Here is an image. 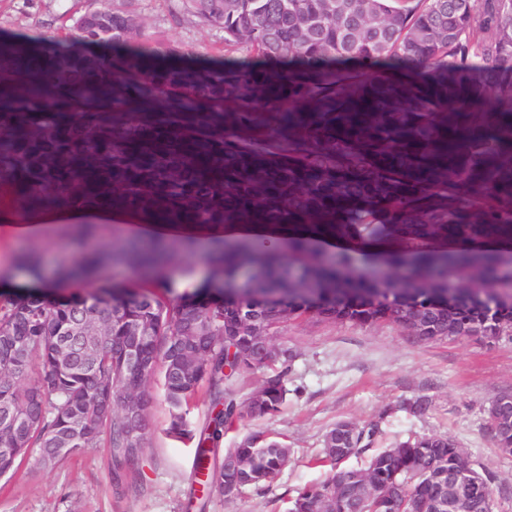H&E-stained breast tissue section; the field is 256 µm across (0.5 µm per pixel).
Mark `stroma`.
Returning <instances> with one entry per match:
<instances>
[{
    "label": "stroma",
    "instance_id": "1",
    "mask_svg": "<svg viewBox=\"0 0 512 512\" xmlns=\"http://www.w3.org/2000/svg\"><path fill=\"white\" fill-rule=\"evenodd\" d=\"M107 8L138 16L142 37L159 50L177 48L197 62L225 57L223 34L187 14L184 0H0V39H41L57 35L64 17ZM11 211L0 210V275L10 274L17 255L33 251L47 275H54L74 253L81 228L71 218L49 220L33 238L14 234ZM126 214L97 222L88 250L111 249L146 241L150 232L135 227ZM218 232L184 229L167 234L170 242L187 236L194 252L165 270L179 290L192 289L205 268ZM275 346L292 351L285 377L286 402L281 413L254 420L241 414L224 428L223 447H234L247 429L257 426L284 438L290 457L270 485L249 487L233 499L212 497L207 512H287L288 502L304 487L324 479L312 460L325 433L336 422L363 423L384 418L385 440L414 434L448 433L465 452L470 466L491 474L492 512H512V454L501 453L486 431L487 411L505 392H512V335L496 340L477 337L425 341L403 327L379 322L353 325L307 316L274 329ZM428 397L432 406L421 416L402 410L403 402ZM152 446L137 472L111 483L110 450L87 448L55 468H42L30 453L18 471L0 478V512H195L188 500L194 452L165 433L161 385L152 381L146 410Z\"/></svg>",
    "mask_w": 512,
    "mask_h": 512
}]
</instances>
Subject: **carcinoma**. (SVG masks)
Masks as SVG:
<instances>
[{
  "label": "carcinoma",
  "mask_w": 512,
  "mask_h": 512,
  "mask_svg": "<svg viewBox=\"0 0 512 512\" xmlns=\"http://www.w3.org/2000/svg\"><path fill=\"white\" fill-rule=\"evenodd\" d=\"M224 47L247 55L186 64L127 37L73 25L51 44L0 40V204L105 206L150 224L288 225V258L248 235L215 240L213 280L176 292L160 277V240L112 249L145 286L61 299L0 291V477L33 448L53 468L106 442L118 480L151 447L143 420L160 376L166 434L195 445L202 493L233 498L271 483L290 448L258 427L216 460L238 418L226 383L279 362L248 401L254 419L286 398L290 351L234 332L242 309L270 330L292 317L386 321L423 340L498 336L512 323V0H186ZM110 46L103 64L69 47ZM314 237L380 249L392 271H361L356 250L332 262ZM98 256L64 276H95ZM252 268L246 293L224 289ZM300 272L326 285L294 287ZM92 323L102 335L75 333ZM145 328L139 369L124 365ZM224 406L201 429L187 406L201 389ZM486 431L512 454V393ZM380 421L326 432L332 472L288 512H487L491 476L470 469L448 433L395 440L360 468L341 464L382 441Z\"/></svg>",
  "instance_id": "cac0c4a2"
}]
</instances>
